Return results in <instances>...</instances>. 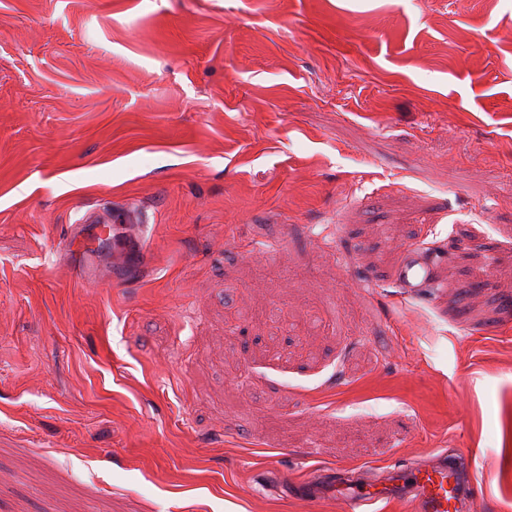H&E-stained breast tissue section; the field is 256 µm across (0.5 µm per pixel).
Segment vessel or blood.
<instances>
[{
	"mask_svg": "<svg viewBox=\"0 0 512 512\" xmlns=\"http://www.w3.org/2000/svg\"><path fill=\"white\" fill-rule=\"evenodd\" d=\"M110 233V225H95L90 236L71 235L59 243L57 251L62 257L72 258L92 241L107 240ZM396 282L404 293H416L435 285L436 267L419 247L410 246L398 268ZM332 483L342 512H361L362 507L386 499L397 489L416 494L419 512L467 510L463 476L458 465L451 460L435 465L396 467L376 480L350 479L339 474Z\"/></svg>",
	"mask_w": 512,
	"mask_h": 512,
	"instance_id": "vessel-or-blood-1",
	"label": "vessel or blood"
}]
</instances>
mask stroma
Returning <instances> with one entry per match:
<instances>
[{"label": "stroma", "instance_id": "35a3bbf8", "mask_svg": "<svg viewBox=\"0 0 512 512\" xmlns=\"http://www.w3.org/2000/svg\"><path fill=\"white\" fill-rule=\"evenodd\" d=\"M511 417L512 0H0V512H512ZM122 214L116 213L114 214V218L107 221V224H96L93 226L91 230V234L86 237H82L81 235H71V237L66 240L60 242L57 247V251L60 256L64 258H72L77 253L82 251L85 248V245L91 244L92 241H105L109 238L111 233V225L110 223L122 220ZM397 285L407 295L414 294L437 283L436 267L430 257L415 245L410 246L398 268ZM335 474L332 483L343 512H367L360 508L386 499L396 489L416 494L419 512L467 510L463 476L453 460L436 465L395 467L376 480L349 479L340 470Z\"/></svg>", "mask_w": 512, "mask_h": 512}]
</instances>
